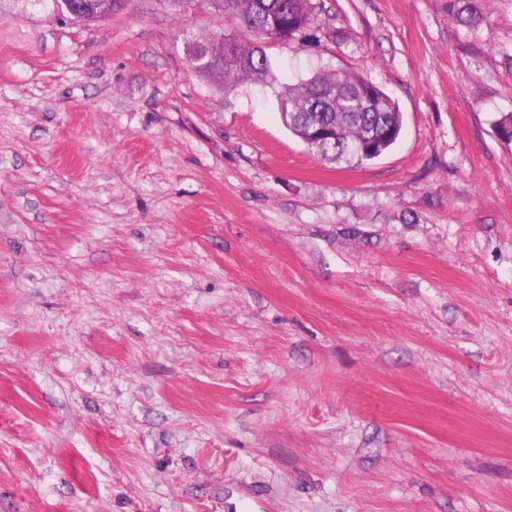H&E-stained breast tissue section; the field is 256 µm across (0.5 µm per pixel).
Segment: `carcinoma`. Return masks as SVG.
Wrapping results in <instances>:
<instances>
[{"label":"carcinoma","instance_id":"carcinoma-1","mask_svg":"<svg viewBox=\"0 0 512 512\" xmlns=\"http://www.w3.org/2000/svg\"><path fill=\"white\" fill-rule=\"evenodd\" d=\"M80 20L112 15L115 0H81ZM207 7L232 21L231 34L192 40L189 63L205 80L224 82L230 91L244 80H264L270 73L264 44L298 38L318 19L320 0H206ZM285 126L302 141L324 131L308 149L321 160L359 167L378 158L380 145L400 137L403 116L394 100L374 83L345 69L321 71L287 84L278 95ZM497 136L512 144V112L493 121Z\"/></svg>","mask_w":512,"mask_h":512}]
</instances>
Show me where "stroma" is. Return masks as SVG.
Instances as JSON below:
<instances>
[{
	"label": "stroma",
	"mask_w": 512,
	"mask_h": 512,
	"mask_svg": "<svg viewBox=\"0 0 512 512\" xmlns=\"http://www.w3.org/2000/svg\"><path fill=\"white\" fill-rule=\"evenodd\" d=\"M272 76L204 0H0V512H512V0H324ZM343 68L401 136L285 127ZM70 0H54L57 8L71 19L78 17L79 11H82L81 17L77 21H93L102 18H106L112 14V6L116 2L115 0H81L84 6L79 4H71ZM69 5V6H68ZM66 6L67 11H66ZM84 7V9H83ZM285 126L322 161L359 167L378 158L380 145L391 147L403 128L394 100L374 83L345 69L321 71L286 84L278 95ZM327 133L306 144L309 133ZM352 147H357L356 152Z\"/></svg>",
	"instance_id": "obj_1"
}]
</instances>
